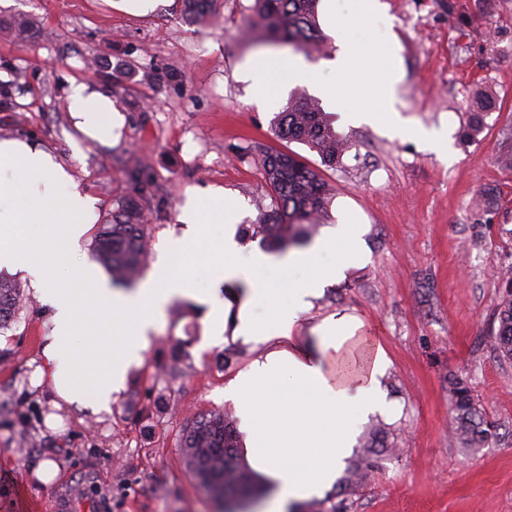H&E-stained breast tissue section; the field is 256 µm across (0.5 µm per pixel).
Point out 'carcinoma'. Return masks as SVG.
Wrapping results in <instances>:
<instances>
[{"mask_svg": "<svg viewBox=\"0 0 512 512\" xmlns=\"http://www.w3.org/2000/svg\"><path fill=\"white\" fill-rule=\"evenodd\" d=\"M319 0H254L253 23L279 43L308 56L326 49L318 22ZM190 24L205 23L216 13L217 0H182ZM495 102L483 96L471 112L463 130L466 139L479 135ZM280 141L298 143L317 153L321 164L334 168L348 151V142L336 133L319 99L304 91L295 92L273 121ZM268 195L274 207L248 224L245 233L262 238L272 252H285L307 244L329 217L335 196L321 170L311 166L295 151L266 149L259 153ZM130 172L138 196L124 201L112 213V220L97 232L94 259L112 275V283L132 288L143 276L150 237L146 231L145 204L152 181L147 170L135 163ZM24 300L21 284L0 274V329L7 328ZM497 328L487 337L488 346L505 362H512V269L503 275V289L495 310ZM448 398L454 411L449 439L461 448H479L496 437L498 424L474 395L468 377L448 372ZM398 433L393 426L377 422L363 436L360 448L339 479L343 497L305 506L300 512H351L352 496L367 482L371 457L378 453L397 454ZM186 468L196 485L213 498L223 512H242L262 494V489L243 466L239 448L241 436L236 419L223 412L197 416L183 430L180 440Z\"/></svg>", "mask_w": 512, "mask_h": 512, "instance_id": "cac0c4a2", "label": "carcinoma"}]
</instances>
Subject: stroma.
<instances>
[{"mask_svg": "<svg viewBox=\"0 0 512 512\" xmlns=\"http://www.w3.org/2000/svg\"><path fill=\"white\" fill-rule=\"evenodd\" d=\"M375 21L397 45V108L414 124L444 126L453 159L442 162L410 136L382 127L342 128L351 150L328 170L336 188L330 223L361 225L365 260L316 301V321L359 316L392 365L388 394L400 411L403 455L372 463L352 512H512V364L485 339L512 268V0H384ZM253 0H220L210 24L192 26L179 0L132 16L106 0H0V23L28 20L21 40L0 37V130L50 146L110 217L136 184L131 160L152 178L149 263L181 238L187 191L223 190L241 224L270 209L257 149L275 144L271 122L296 83L274 104L255 101L242 73L273 53L250 26ZM111 92L126 125L112 147L74 148L61 102L70 79ZM496 102L482 132L462 130L477 97ZM493 192L490 209L475 207ZM50 314L27 291L16 322L0 330V512L14 497L43 512H214L178 447L190 419L224 409V385L256 355L238 341L212 345L194 308L170 303L140 367L108 415L60 403L38 376ZM182 362L170 370V342ZM468 376L499 436L484 447L450 446L448 375ZM59 473L43 483L40 463Z\"/></svg>", "mask_w": 512, "mask_h": 512, "instance_id": "35a3bbf8", "label": "stroma"}]
</instances>
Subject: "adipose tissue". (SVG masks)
<instances>
[{
  "mask_svg": "<svg viewBox=\"0 0 512 512\" xmlns=\"http://www.w3.org/2000/svg\"><path fill=\"white\" fill-rule=\"evenodd\" d=\"M63 106L81 139L119 140L125 116L110 92L74 79ZM98 218L94 200L51 149L21 137L0 140V268L28 274L51 311L43 354L56 393L75 407L111 413L167 305L194 300L213 340L228 332L263 349L224 386L245 436L242 456L268 493L262 512H291L322 498L369 418L397 411L383 386L390 358L361 319L333 314L297 333L325 289L360 265L357 225L328 228L281 257L255 250L245 258L235 240L236 204L223 191L196 190L177 218L192 233L171 243L148 279L126 293L78 254ZM239 280L242 297L224 299L222 289Z\"/></svg>",
  "mask_w": 512,
  "mask_h": 512,
  "instance_id": "adipose-tissue-1",
  "label": "adipose tissue"
}]
</instances>
